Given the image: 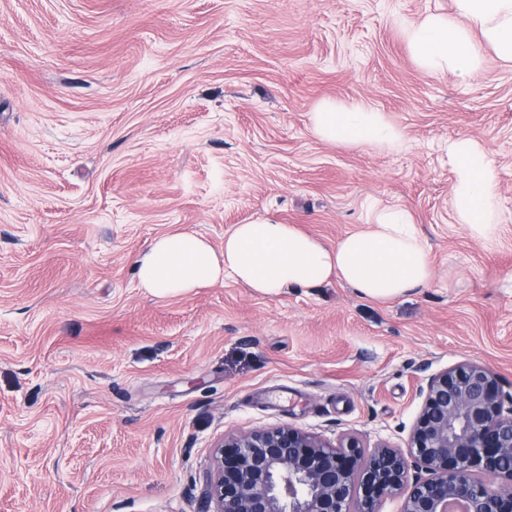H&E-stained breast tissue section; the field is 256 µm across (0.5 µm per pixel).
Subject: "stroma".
Segmentation results:
<instances>
[{
    "mask_svg": "<svg viewBox=\"0 0 512 512\" xmlns=\"http://www.w3.org/2000/svg\"><path fill=\"white\" fill-rule=\"evenodd\" d=\"M452 0H0V512H213L224 436L289 425L402 448L428 377L512 387V66L425 75L403 23ZM404 129L395 153L313 132L324 99ZM490 152L500 227L454 219L448 143ZM409 210L432 261L392 300L232 279L157 298L175 231L266 217L327 245Z\"/></svg>",
    "mask_w": 512,
    "mask_h": 512,
    "instance_id": "stroma-1",
    "label": "stroma"
}]
</instances>
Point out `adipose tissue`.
I'll use <instances>...</instances> for the list:
<instances>
[{"instance_id": "1", "label": "adipose tissue", "mask_w": 512, "mask_h": 512, "mask_svg": "<svg viewBox=\"0 0 512 512\" xmlns=\"http://www.w3.org/2000/svg\"><path fill=\"white\" fill-rule=\"evenodd\" d=\"M454 10L432 12L401 28L407 47L428 76L453 75L475 82L483 51L512 64V0H453ZM321 140L394 152L404 130L361 101L321 100L310 114ZM455 174L452 205L457 223L482 239L499 230V185L489 152L460 137L448 145ZM141 288L158 297L184 294L231 276L254 292L273 296L338 279L372 300H391L426 286L432 278L429 250L412 215L398 206H369L364 228L329 246L296 225L258 218L235 224L215 249L201 234L182 230L160 236L137 260Z\"/></svg>"}]
</instances>
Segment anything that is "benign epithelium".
Here are the masks:
<instances>
[{
    "mask_svg": "<svg viewBox=\"0 0 512 512\" xmlns=\"http://www.w3.org/2000/svg\"><path fill=\"white\" fill-rule=\"evenodd\" d=\"M406 449L365 454L290 426L234 435L206 479L214 512H377L406 493L402 512H512V393L497 374L460 362L420 389ZM426 478L410 479L414 466Z\"/></svg>",
    "mask_w": 512,
    "mask_h": 512,
    "instance_id": "7a95c632",
    "label": "benign epithelium"
}]
</instances>
